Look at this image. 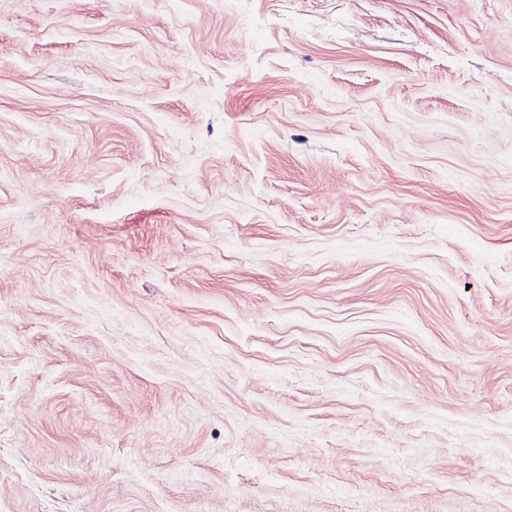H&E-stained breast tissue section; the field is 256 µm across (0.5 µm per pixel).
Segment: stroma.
<instances>
[{"instance_id":"stroma-1","label":"stroma","mask_w":512,"mask_h":512,"mask_svg":"<svg viewBox=\"0 0 512 512\" xmlns=\"http://www.w3.org/2000/svg\"><path fill=\"white\" fill-rule=\"evenodd\" d=\"M0 512H512V0H0Z\"/></svg>"}]
</instances>
